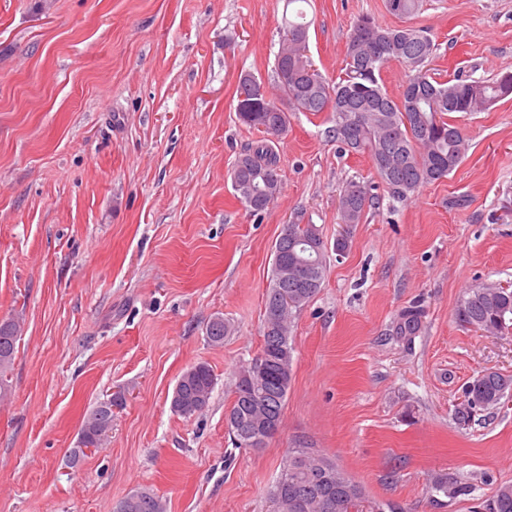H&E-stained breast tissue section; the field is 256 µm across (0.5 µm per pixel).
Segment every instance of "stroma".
<instances>
[{"label":"stroma","instance_id":"35a3bbf8","mask_svg":"<svg viewBox=\"0 0 512 512\" xmlns=\"http://www.w3.org/2000/svg\"><path fill=\"white\" fill-rule=\"evenodd\" d=\"M287 0H0V321L23 332L0 402V512H113L146 490L167 512H271L288 449L327 453L369 501L403 512H474L512 483V393L465 426L454 409L486 370L512 375V332L461 325L467 289L512 288V99L455 114L469 150L455 172L400 202L326 112H292L264 137L235 112L238 77L272 86ZM309 55L345 66L359 16L396 24L385 0H308ZM412 26L438 45L439 79L512 72V0H422ZM268 140L282 182L252 213L230 173ZM378 204L292 333L278 436L234 447L238 371L261 349L272 248L303 216L327 243L346 182ZM423 325L393 334L414 301ZM221 316V345L206 327ZM216 377L189 418L170 406L190 366ZM112 430L77 466L92 408ZM437 474L470 486L454 499Z\"/></svg>","mask_w":512,"mask_h":512}]
</instances>
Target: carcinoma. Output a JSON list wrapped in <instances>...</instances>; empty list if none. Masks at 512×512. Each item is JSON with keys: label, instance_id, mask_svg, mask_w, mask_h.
Listing matches in <instances>:
<instances>
[{"label": "carcinoma", "instance_id": "obj_1", "mask_svg": "<svg viewBox=\"0 0 512 512\" xmlns=\"http://www.w3.org/2000/svg\"><path fill=\"white\" fill-rule=\"evenodd\" d=\"M421 0H386L388 12L408 19ZM310 22L298 10L284 19L283 35L275 59L274 82L279 95L256 96L257 78L240 75L237 89L239 121L268 135L286 131L290 112H329L336 142L368 157L375 176L389 196L407 201L424 186L439 181L462 163L468 142L461 128L448 119L452 113L482 112L512 95V73L487 80L458 77L440 81L427 65L437 44L427 31L409 25H384L362 15L354 22L346 50L344 73L325 77L307 55ZM391 63L404 67L407 79L398 96L383 86L382 71ZM232 186L241 204L252 213L267 210L281 193L276 158L264 141L241 154L232 170ZM373 202L370 186L351 180L341 190L338 221L343 233L333 252H346L351 234ZM328 244L315 224L298 215L286 225L273 246L272 274L263 313V343L258 355L237 373L234 400L227 415L228 432L238 448H251L245 433L252 425L271 418L282 422L293 376L294 318L317 295L325 279ZM424 311L417 305L403 309L394 333L411 338L422 327ZM460 323L498 335L512 328V289L495 285L470 288L456 308ZM22 322L0 321V398L9 394L8 372L21 337ZM230 331L222 317L213 318L206 336L214 345ZM214 389V374L206 363L187 369L177 381L171 409L191 417L202 412ZM512 392V375L486 372L467 385L456 405L458 423L466 425L481 410L498 405ZM112 428L111 404L92 409L81 428L79 444L97 448ZM435 490L454 498L467 492L462 483L444 476ZM274 512H364L363 487L326 454L307 446L293 449L283 462L270 490ZM114 512H164V504L149 491H136ZM476 512H512V483L497 486L479 502Z\"/></svg>", "mask_w": 512, "mask_h": 512}]
</instances>
